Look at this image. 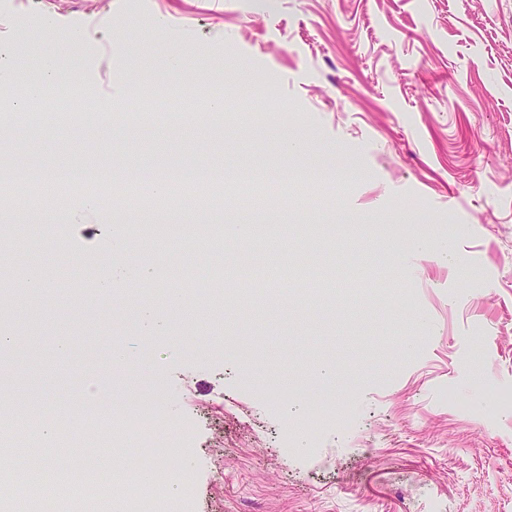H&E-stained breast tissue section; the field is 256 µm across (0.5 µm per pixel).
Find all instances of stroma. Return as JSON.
Masks as SVG:
<instances>
[{"mask_svg":"<svg viewBox=\"0 0 512 512\" xmlns=\"http://www.w3.org/2000/svg\"><path fill=\"white\" fill-rule=\"evenodd\" d=\"M31 2L47 35L21 46L0 32V59L20 71L52 52L61 81L114 118L36 132L16 113L0 131L8 154L120 173L219 166L217 206L236 224L248 213L235 177L250 172L266 211L315 232L284 250L252 237L259 265L331 282L314 301H271L228 274L240 296L217 339L202 330L205 298L148 317L102 308L70 284L99 251L112 257L103 289L179 290L185 266L219 260L195 242L171 259L164 240H120L122 190L108 205L43 201L41 220L0 233V258L39 245L38 290L0 291L14 338L0 409L19 382L54 401L62 339L99 392L118 380L170 394L173 428L194 439L161 465L193 512H512V0ZM71 31L85 40L63 41ZM175 54L183 69L169 68ZM287 139L305 151L283 154ZM118 345L129 364L113 363ZM41 434L29 459L0 445L15 487L79 466L109 479L145 459L97 434L75 447L57 434L63 450Z\"/></svg>","mask_w":512,"mask_h":512,"instance_id":"obj_1","label":"stroma"}]
</instances>
